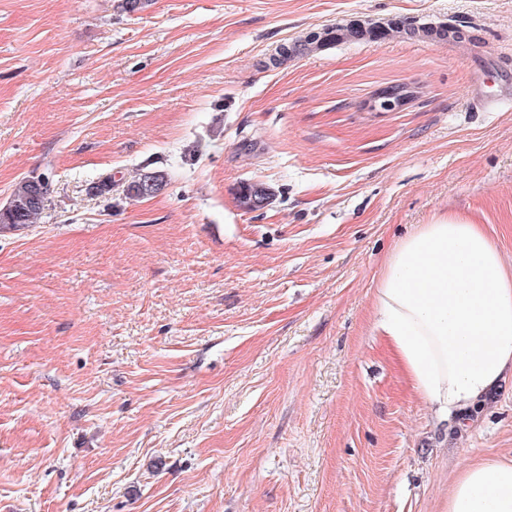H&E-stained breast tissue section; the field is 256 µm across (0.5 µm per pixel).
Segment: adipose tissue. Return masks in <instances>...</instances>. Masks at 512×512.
I'll use <instances>...</instances> for the list:
<instances>
[{"label":"adipose tissue","mask_w":512,"mask_h":512,"mask_svg":"<svg viewBox=\"0 0 512 512\" xmlns=\"http://www.w3.org/2000/svg\"><path fill=\"white\" fill-rule=\"evenodd\" d=\"M374 329L413 391L450 417L512 378V265L480 225L419 224L387 255ZM441 512H512V461L467 466Z\"/></svg>","instance_id":"ef3b65f1"}]
</instances>
